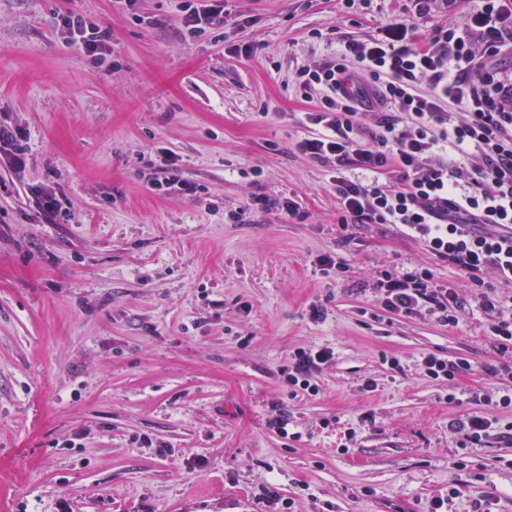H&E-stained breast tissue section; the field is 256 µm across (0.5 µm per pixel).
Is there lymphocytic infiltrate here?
Here are the masks:
<instances>
[{
    "mask_svg": "<svg viewBox=\"0 0 512 512\" xmlns=\"http://www.w3.org/2000/svg\"><path fill=\"white\" fill-rule=\"evenodd\" d=\"M230 0H181L185 30L201 35L234 17ZM58 25L85 54L99 57L107 31L87 16L66 12ZM512 46V0H480L465 30L438 27L423 33L417 22L396 20L363 41L344 39L336 57L299 69L304 100L318 98L311 124L321 134L302 140L311 159L339 169L372 174L371 183L337 178L340 204L354 222L396 224L435 256L464 270L479 289V306L500 353L512 348V317L497 295L512 284V73L492 61ZM462 154L459 165L439 151ZM396 166V185L375 174ZM493 282H486L485 272ZM386 310L425 311L449 326L461 304L453 289L435 285L433 274L415 268L380 271ZM333 352L299 350L283 372L290 385L311 390V378Z\"/></svg>",
    "mask_w": 512,
    "mask_h": 512,
    "instance_id": "f902f5d3",
    "label": "lymphocytic infiltrate"
}]
</instances>
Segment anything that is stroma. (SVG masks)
Masks as SVG:
<instances>
[{"instance_id": "stroma-1", "label": "stroma", "mask_w": 512, "mask_h": 512, "mask_svg": "<svg viewBox=\"0 0 512 512\" xmlns=\"http://www.w3.org/2000/svg\"><path fill=\"white\" fill-rule=\"evenodd\" d=\"M178 3L0 0V125L27 133L23 169L0 156V512H425L451 485L452 512L485 493L512 512V433L463 450L448 426L512 423L476 288L400 226L342 223L299 149L318 128L297 70L413 0H234L255 24L197 37ZM66 11L109 30L100 62ZM162 149L199 197L153 190ZM42 190L70 222L39 216ZM417 267L455 289L458 325L385 310L378 272ZM320 347L317 394L293 389L289 355ZM429 353L471 368L431 379Z\"/></svg>"}]
</instances>
